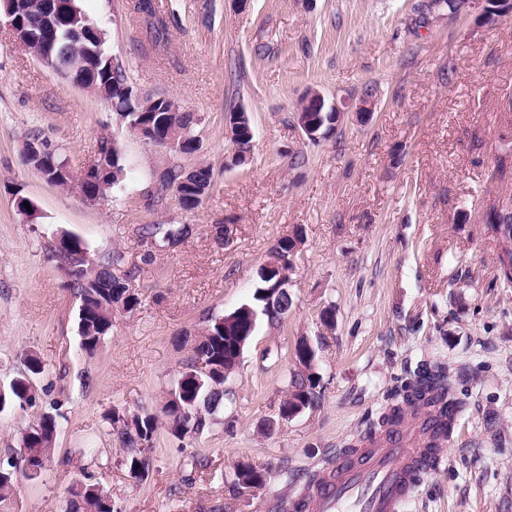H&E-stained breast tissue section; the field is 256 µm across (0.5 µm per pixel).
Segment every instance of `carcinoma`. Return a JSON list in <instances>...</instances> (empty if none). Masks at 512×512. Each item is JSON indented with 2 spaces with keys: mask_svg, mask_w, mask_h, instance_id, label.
Segmentation results:
<instances>
[{
  "mask_svg": "<svg viewBox=\"0 0 512 512\" xmlns=\"http://www.w3.org/2000/svg\"><path fill=\"white\" fill-rule=\"evenodd\" d=\"M64 11L70 15V20L57 24V44L53 56L59 64L80 78V87L93 92L111 103L115 110H125L123 116L131 129L138 125H147L162 117L169 111L171 104L166 96L159 94L144 95L145 101L151 103L150 111L134 112L137 90L128 82L126 70L123 67L112 69V55L105 49V43L95 40L91 26L94 20L87 16L78 4V0H63ZM43 0H19L14 9L15 23L25 28L31 38L27 42V52L36 59L47 55L46 47L40 37L39 29L45 22ZM132 9L147 20L153 34L155 44L168 41L169 23L159 14L155 0H133ZM198 118L192 112L178 113L180 135L174 152L191 154L197 151L198 136L195 127ZM94 166L87 174L83 170H74L68 159L55 153L37 163L34 170L42 174L50 170L68 169L60 177L57 185L69 186L77 180L86 192L90 194H105L106 191L119 185L125 175V163L120 148L112 146V139L103 137L98 144V150L93 159ZM184 179L190 185L183 190L179 201L185 211L198 208L194 197L204 188H211L212 173L206 164H200L190 170L180 165H171L164 169L160 177L161 189ZM142 235L157 247L174 246L185 236V227L176 224H145ZM69 247L84 254L79 263L78 273L67 280V286L79 297L81 309L78 311V331L81 348L89 355L95 354L105 337L112 331V310L131 313L141 304V297L131 284L127 274L115 272V261H96L91 258L88 246L76 239ZM237 328L230 326L224 329V324L217 318L210 317L201 334L192 347V355L178 372L173 389L179 391L178 400L185 412L177 413L176 409H161L162 415L141 414L128 417L112 414L108 417L111 430L121 438L126 447L123 465L132 477L143 480L150 471V460L144 455L143 443L153 440L159 428V417L165 418L168 430L177 438L196 436L208 430L213 424L214 416L224 407V369L233 366L236 357L232 336ZM203 359L211 361L216 366L215 376L200 384L191 374L196 361ZM29 378L21 376L14 379L6 392L5 400L0 401V411L11 406L23 407L30 405L36 399L31 394L27 384ZM316 379L311 375L296 373L293 375L288 398L283 401L287 405L296 399H303L309 405H314L319 396L315 392ZM401 400L380 414L364 432L360 442L374 441L376 438L389 439L398 434L406 412L413 416L424 414L421 418V433L437 434L436 424L448 416V411L460 408L456 401L452 385L439 370H427L404 385ZM57 421L54 416L44 417L21 432L19 451L39 460L52 461L55 451ZM15 453L10 452L0 462V502L12 495L15 488V476L12 459ZM269 472L263 467L249 465V470L235 472L234 485L236 490L243 489V483L253 482L254 487L265 486ZM66 512H117L112 503V495L103 485L90 477H75L66 488Z\"/></svg>",
  "mask_w": 512,
  "mask_h": 512,
  "instance_id": "cac0c4a2",
  "label": "carcinoma"
}]
</instances>
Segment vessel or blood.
<instances>
[{"label": "vessel or blood", "instance_id": "vessel-or-blood-1", "mask_svg": "<svg viewBox=\"0 0 512 512\" xmlns=\"http://www.w3.org/2000/svg\"><path fill=\"white\" fill-rule=\"evenodd\" d=\"M442 450L427 446L418 426L401 428L388 447H366L357 466L339 461L290 502V512H400L412 496L416 472L440 466Z\"/></svg>", "mask_w": 512, "mask_h": 512}]
</instances>
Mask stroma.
<instances>
[{
    "label": "stroma",
    "mask_w": 512,
    "mask_h": 512,
    "mask_svg": "<svg viewBox=\"0 0 512 512\" xmlns=\"http://www.w3.org/2000/svg\"><path fill=\"white\" fill-rule=\"evenodd\" d=\"M78 4L136 90L198 117L200 147L145 144L109 102L15 48L0 25V385L22 375L28 355L44 365L34 404L0 413V456L42 415L57 420L52 463L20 481L0 512H65L82 468L110 489L117 512H285L307 475L353 445L425 368L447 375L461 412L442 464L417 475L401 512H512V286L498 279L485 222L512 196V14L487 27L471 7L452 14L430 0H251L243 10L232 0H156L177 18L157 47L129 0ZM310 90L345 112L316 142L296 122ZM365 95L372 114L360 122ZM241 106L253 150L228 168L224 117ZM35 136L76 168L113 138L127 175L86 202L26 165ZM202 163L213 170L202 207L155 200L165 166ZM157 222L190 233L153 257L139 228ZM218 224L231 227L225 239ZM297 228L288 313L260 319L211 427L185 439L159 427L147 479H131L108 414L160 413L207 318L251 302L258 269ZM61 231L95 257L119 258L142 297L114 315L92 356L52 256ZM303 339L320 399L284 420ZM240 462L270 480L236 493Z\"/></svg>",
    "instance_id": "stroma-1"
}]
</instances>
